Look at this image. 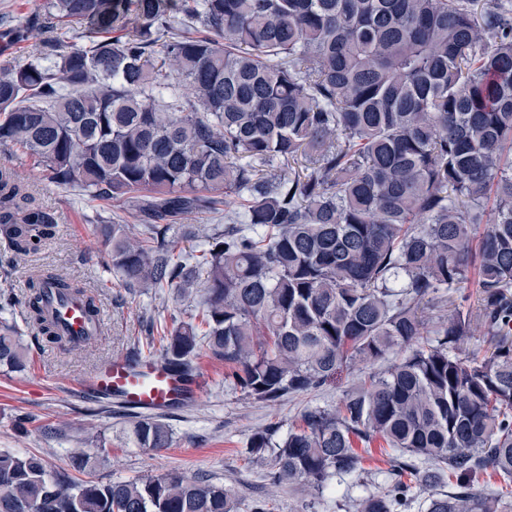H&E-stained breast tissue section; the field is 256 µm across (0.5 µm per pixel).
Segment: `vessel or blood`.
I'll return each mask as SVG.
<instances>
[{
	"mask_svg": "<svg viewBox=\"0 0 512 512\" xmlns=\"http://www.w3.org/2000/svg\"><path fill=\"white\" fill-rule=\"evenodd\" d=\"M50 311L57 317L65 336L73 344H83L92 330L84 318L78 300L59 296L48 288ZM82 393L95 398L117 399L126 407L162 412L193 401L200 392L197 382H190L169 372L162 361L153 358L115 357L79 382Z\"/></svg>",
	"mask_w": 512,
	"mask_h": 512,
	"instance_id": "1",
	"label": "vessel or blood"
}]
</instances>
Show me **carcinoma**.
I'll use <instances>...</instances> for the list:
<instances>
[{"label": "carcinoma", "instance_id": "obj_1", "mask_svg": "<svg viewBox=\"0 0 512 512\" xmlns=\"http://www.w3.org/2000/svg\"><path fill=\"white\" fill-rule=\"evenodd\" d=\"M46 0L38 25H90L0 76V145L85 195L133 204L139 224H100L129 288L201 296L160 337L161 358L193 377L205 354L257 402L320 388L394 350L383 373L333 409L253 434L248 454L280 486L353 480V439L392 452L386 487L356 512H507L512 482V0ZM186 86L188 96L180 94ZM208 212L222 224H182ZM54 216L0 168V252L36 253ZM207 248L171 254L177 239ZM474 284L476 295L467 292ZM99 305L78 281L36 270L18 309L37 338L74 348L44 288ZM449 292L450 315L424 317ZM490 350L462 358L468 337ZM28 361L0 325V368ZM128 448L162 450L166 423L133 415ZM39 455L0 451V512H237L232 492L179 472L80 479ZM448 477L454 490L434 488Z\"/></svg>", "mask_w": 512, "mask_h": 512}]
</instances>
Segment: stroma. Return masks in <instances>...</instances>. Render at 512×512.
I'll list each match as a JSON object with an SVG mask.
<instances>
[{"label": "stroma", "mask_w": 512, "mask_h": 512, "mask_svg": "<svg viewBox=\"0 0 512 512\" xmlns=\"http://www.w3.org/2000/svg\"><path fill=\"white\" fill-rule=\"evenodd\" d=\"M1 165L16 168L28 181L34 206L54 215L57 232L36 254L14 264L0 263V285L24 292L36 267L73 278L97 297L105 334L93 347L71 352L29 341L27 369L0 371V450L36 453L53 468L66 469L85 437L102 430L108 437L101 450L107 462L93 476L103 483L176 471L224 484L237 498L238 512H251L258 500L267 502L269 512H355L353 503L339 493L321 492L303 482L273 486L264 467L250 462L247 442L268 424L287 428L306 409L335 407L365 375L387 369L390 359L355 365L334 383L263 404L225 386L223 363L205 357L197 362V374L206 381L200 397L191 406L162 415L172 432L171 447H124L119 439L127 424L123 407L88 399L77 384L84 372L112 357L137 355L146 347L149 326H168L172 317L184 316L195 304L181 300L172 289L160 295L150 288H127L113 274L110 249L98 227L135 223L132 204L94 200L80 188L50 183L33 159L6 147H0ZM354 448L362 458V481L379 489L390 467L389 448L378 438L355 442Z\"/></svg>", "instance_id": "1"}]
</instances>
